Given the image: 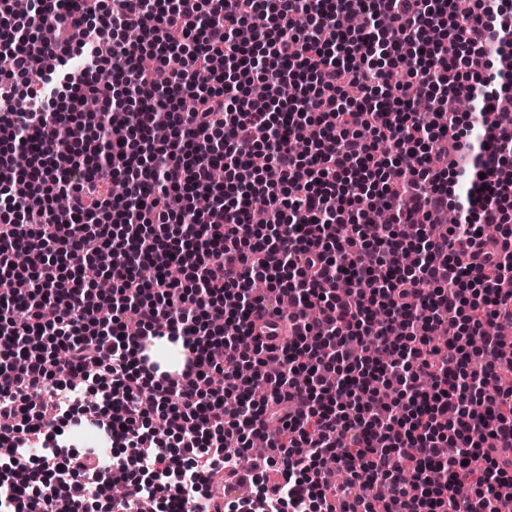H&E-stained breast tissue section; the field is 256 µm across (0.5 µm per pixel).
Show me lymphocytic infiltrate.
Segmentation results:
<instances>
[{
    "mask_svg": "<svg viewBox=\"0 0 512 512\" xmlns=\"http://www.w3.org/2000/svg\"><path fill=\"white\" fill-rule=\"evenodd\" d=\"M490 67L512 76V0H0V512L512 504V399L486 388L512 368V113ZM261 80L292 94H246ZM278 306L270 347L252 315ZM82 423L109 451L45 434Z\"/></svg>",
    "mask_w": 512,
    "mask_h": 512,
    "instance_id": "1",
    "label": "lymphocytic infiltrate"
}]
</instances>
